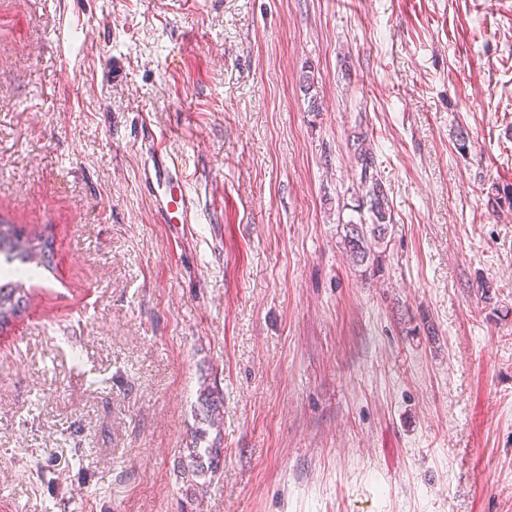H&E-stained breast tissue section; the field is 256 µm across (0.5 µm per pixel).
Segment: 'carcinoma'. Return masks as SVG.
<instances>
[{
    "mask_svg": "<svg viewBox=\"0 0 512 512\" xmlns=\"http://www.w3.org/2000/svg\"><path fill=\"white\" fill-rule=\"evenodd\" d=\"M357 163L361 165V184L372 223L348 221L342 225L339 244L356 266L378 270L382 266L383 245L392 225V210L386 190L372 173L375 160L368 147L367 137H357L355 147ZM52 257V229L30 236L18 224L0 220V259L6 262L27 264L37 260V265L48 268ZM30 302L26 278L10 276L0 278V332L22 315ZM198 411L202 420L215 430H220L223 420L224 397L214 389H205L198 397ZM224 465V448L220 437H215L205 448L192 445L180 451L177 472L184 477L209 479Z\"/></svg>",
    "mask_w": 512,
    "mask_h": 512,
    "instance_id": "cac0c4a2",
    "label": "carcinoma"
}]
</instances>
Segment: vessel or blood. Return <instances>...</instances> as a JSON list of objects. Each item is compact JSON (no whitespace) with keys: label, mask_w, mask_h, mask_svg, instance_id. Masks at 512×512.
<instances>
[{"label":"vessel or blood","mask_w":512,"mask_h":512,"mask_svg":"<svg viewBox=\"0 0 512 512\" xmlns=\"http://www.w3.org/2000/svg\"><path fill=\"white\" fill-rule=\"evenodd\" d=\"M146 159L140 172L151 206L164 224H192L200 213V199L187 188L186 162L167 138L148 133Z\"/></svg>","instance_id":"1"}]
</instances>
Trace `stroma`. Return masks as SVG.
<instances>
[{
    "label": "stroma",
    "mask_w": 512,
    "mask_h": 512,
    "mask_svg": "<svg viewBox=\"0 0 512 512\" xmlns=\"http://www.w3.org/2000/svg\"><path fill=\"white\" fill-rule=\"evenodd\" d=\"M148 128L199 223L154 215ZM360 135L377 273L338 246ZM507 187L512 0H0V219L55 232L0 333V512H512ZM356 142L355 154L357 163L361 165L362 191L365 192L372 223L364 224L359 218V223L350 220L342 224L339 244L355 266H366L364 272L371 267L374 272L382 266V254L387 249L386 239L393 221L392 210L386 190L370 172L375 167V160L372 149L366 143L367 137L358 136ZM216 394V395H215ZM213 388L204 389L198 397V411L202 416L201 420L215 430H220V424L223 420L224 397ZM221 438L215 436L212 443L206 448H197L198 441L189 448H182L177 461V472L182 478H203V483L209 476L215 475L221 466H224V448L221 446Z\"/></svg>",
    "instance_id": "1"
}]
</instances>
